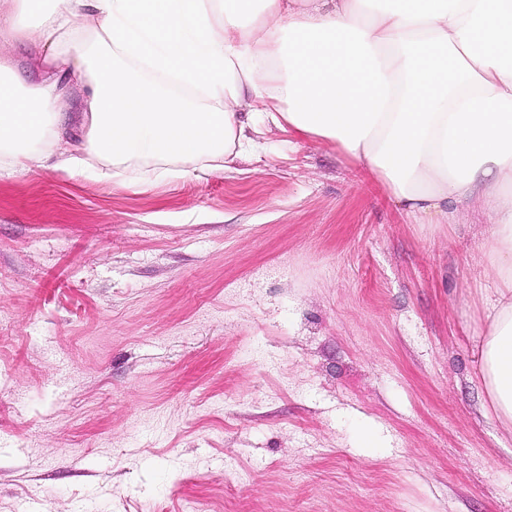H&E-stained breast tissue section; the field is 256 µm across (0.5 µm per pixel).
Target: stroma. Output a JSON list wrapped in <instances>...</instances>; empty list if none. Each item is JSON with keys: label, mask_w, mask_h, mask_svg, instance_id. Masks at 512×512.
Wrapping results in <instances>:
<instances>
[{"label": "stroma", "mask_w": 512, "mask_h": 512, "mask_svg": "<svg viewBox=\"0 0 512 512\" xmlns=\"http://www.w3.org/2000/svg\"><path fill=\"white\" fill-rule=\"evenodd\" d=\"M202 177H0V512H512L478 209L269 124Z\"/></svg>", "instance_id": "35a3bbf8"}]
</instances>
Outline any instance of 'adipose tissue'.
<instances>
[{
  "label": "adipose tissue",
  "mask_w": 512,
  "mask_h": 512,
  "mask_svg": "<svg viewBox=\"0 0 512 512\" xmlns=\"http://www.w3.org/2000/svg\"><path fill=\"white\" fill-rule=\"evenodd\" d=\"M3 45L44 70L25 94L0 56V175L65 141L57 105L77 89L85 148L114 167L226 162L269 122L359 160L413 216L477 207L497 282L478 370L512 426V0H0Z\"/></svg>",
  "instance_id": "adipose-tissue-1"
}]
</instances>
